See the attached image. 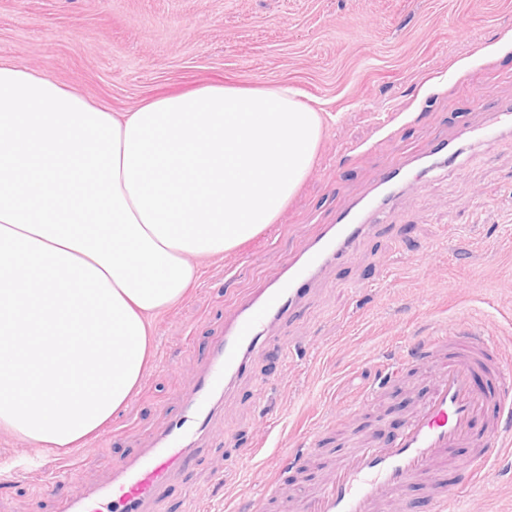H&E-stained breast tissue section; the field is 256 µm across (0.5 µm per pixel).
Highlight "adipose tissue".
<instances>
[{
    "label": "adipose tissue",
    "instance_id": "adipose-tissue-1",
    "mask_svg": "<svg viewBox=\"0 0 512 512\" xmlns=\"http://www.w3.org/2000/svg\"><path fill=\"white\" fill-rule=\"evenodd\" d=\"M300 96L215 83L115 112L0 60V430L60 454L127 405L151 317L310 171L322 117ZM42 341L46 363L24 365Z\"/></svg>",
    "mask_w": 512,
    "mask_h": 512
}]
</instances>
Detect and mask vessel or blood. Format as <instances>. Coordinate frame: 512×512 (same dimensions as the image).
I'll use <instances>...</instances> for the list:
<instances>
[{
  "mask_svg": "<svg viewBox=\"0 0 512 512\" xmlns=\"http://www.w3.org/2000/svg\"><path fill=\"white\" fill-rule=\"evenodd\" d=\"M512 134V104L495 113L479 140L493 147ZM417 158H402L380 179L385 194L375 204L349 203L335 223L324 225L288 265V279L245 298L224 322V335L213 345L206 368L185 397L192 420H179L152 447L116 462L112 481L83 498L65 502L61 512H150L162 486L186 462L205 433L209 394L228 388L244 374L257 349L274 344L277 324L298 313L304 287L349 248L387 212L396 188L406 183ZM406 362L432 365L427 391L390 441L372 438L337 455L326 475L304 497L282 504L283 512H417L411 497L421 490L427 512H446L452 495L442 468L448 455L461 447L474 453L464 465L471 482L484 481L492 449L512 445V359L489 341L482 327L470 325L455 336L425 338ZM489 373L492 385H476L477 371Z\"/></svg>",
  "mask_w": 512,
  "mask_h": 512,
  "instance_id": "obj_1",
  "label": "vessel or blood"
}]
</instances>
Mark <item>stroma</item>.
<instances>
[{"mask_svg":"<svg viewBox=\"0 0 512 512\" xmlns=\"http://www.w3.org/2000/svg\"><path fill=\"white\" fill-rule=\"evenodd\" d=\"M0 59L49 70L116 112L211 83L285 82L334 115L276 223L202 264L198 285L154 317L151 368L66 479L45 487L25 464L39 446L0 431V512H60L107 483L112 462L181 418L238 299L393 162L438 140L459 156L319 274L299 315L274 330L287 356H252L152 512H267L264 477L307 449L289 488L304 491L306 470L352 444L329 420L359 406L380 412L378 435L392 437L415 398L391 369L436 331L480 322L512 353V137L486 153L463 135L489 122L493 103H512V0H0ZM379 385L380 411L362 402ZM489 464V485L471 489L448 467L454 512H512V450Z\"/></svg>","mask_w":512,"mask_h":512,"instance_id":"obj_1","label":"stroma"}]
</instances>
